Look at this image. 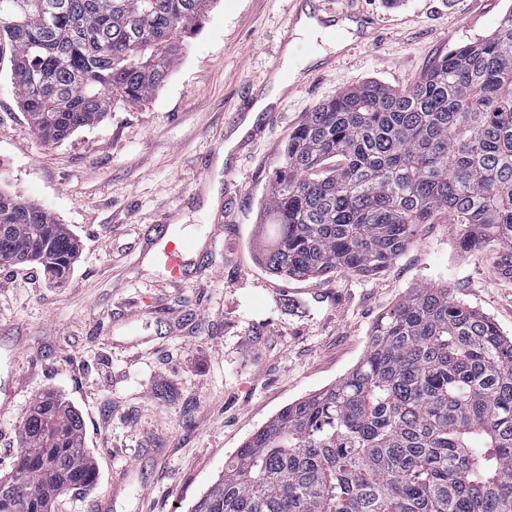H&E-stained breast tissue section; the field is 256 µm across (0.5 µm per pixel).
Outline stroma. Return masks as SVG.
I'll return each instance as SVG.
<instances>
[{"instance_id": "1", "label": "stroma", "mask_w": 512, "mask_h": 512, "mask_svg": "<svg viewBox=\"0 0 512 512\" xmlns=\"http://www.w3.org/2000/svg\"><path fill=\"white\" fill-rule=\"evenodd\" d=\"M371 18L375 39L314 73L326 35L287 54L293 0H217L165 85L55 144L34 132L0 52V191L38 204L79 242L67 279L39 263L0 265V380L19 394L0 417V475L20 453L31 404L51 395L85 425L95 477L54 512H189L224 459L278 412L364 356L376 320L412 289L448 286L512 337V278L492 247L462 250L439 219L373 276L290 279L257 259L262 195L289 135L336 92L413 84L437 59L481 40L512 0H331ZM294 86L273 121L226 151L266 73ZM195 237L203 258L173 282L145 245L156 224ZM177 392L158 399L161 387Z\"/></svg>"}]
</instances>
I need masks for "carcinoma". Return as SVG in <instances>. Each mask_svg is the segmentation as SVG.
Masks as SVG:
<instances>
[{
  "instance_id": "cac0c4a2",
  "label": "carcinoma",
  "mask_w": 512,
  "mask_h": 512,
  "mask_svg": "<svg viewBox=\"0 0 512 512\" xmlns=\"http://www.w3.org/2000/svg\"><path fill=\"white\" fill-rule=\"evenodd\" d=\"M215 2L0 0V45L41 140L146 100ZM260 213L258 261L276 276L379 273L442 215L512 276V9L411 86L366 83L307 113ZM1 224L0 263L71 270L78 242L42 208L0 192ZM22 437L0 512H50L92 483L72 406L34 401ZM191 512H512V339L448 287L415 289L350 372L226 458Z\"/></svg>"
}]
</instances>
